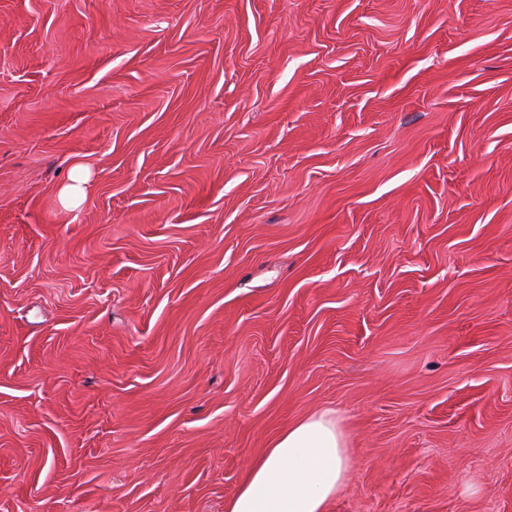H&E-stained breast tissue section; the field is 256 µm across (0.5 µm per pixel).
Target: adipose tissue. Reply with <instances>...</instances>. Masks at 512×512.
Returning a JSON list of instances; mask_svg holds the SVG:
<instances>
[{
	"mask_svg": "<svg viewBox=\"0 0 512 512\" xmlns=\"http://www.w3.org/2000/svg\"><path fill=\"white\" fill-rule=\"evenodd\" d=\"M347 469L346 440L335 411L307 414L254 459L226 512H329Z\"/></svg>",
	"mask_w": 512,
	"mask_h": 512,
	"instance_id": "adipose-tissue-1",
	"label": "adipose tissue"
}]
</instances>
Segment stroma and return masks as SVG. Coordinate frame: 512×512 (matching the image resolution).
I'll return each instance as SVG.
<instances>
[{
    "label": "stroma",
    "instance_id": "stroma-1",
    "mask_svg": "<svg viewBox=\"0 0 512 512\" xmlns=\"http://www.w3.org/2000/svg\"><path fill=\"white\" fill-rule=\"evenodd\" d=\"M325 408L330 512H512V0H0V512Z\"/></svg>",
    "mask_w": 512,
    "mask_h": 512
}]
</instances>
